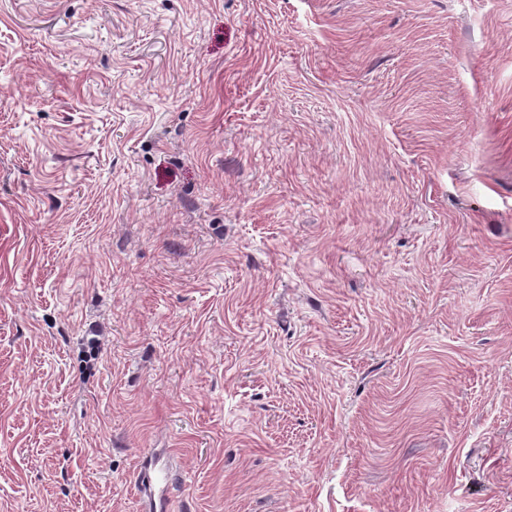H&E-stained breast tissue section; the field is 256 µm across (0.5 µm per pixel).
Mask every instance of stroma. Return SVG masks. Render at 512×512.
Here are the masks:
<instances>
[{
    "mask_svg": "<svg viewBox=\"0 0 512 512\" xmlns=\"http://www.w3.org/2000/svg\"><path fill=\"white\" fill-rule=\"evenodd\" d=\"M512 512V0H0V512Z\"/></svg>",
    "mask_w": 512,
    "mask_h": 512,
    "instance_id": "stroma-1",
    "label": "stroma"
}]
</instances>
